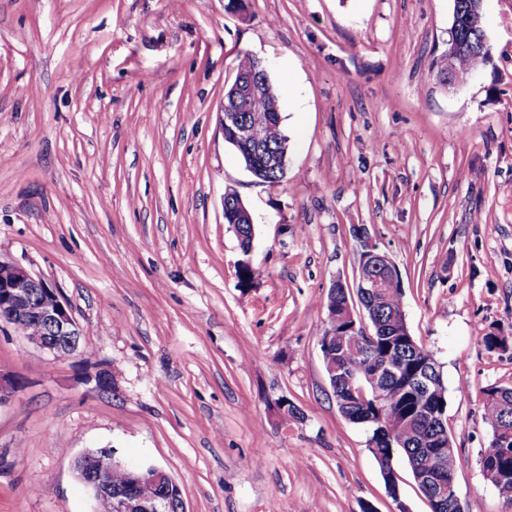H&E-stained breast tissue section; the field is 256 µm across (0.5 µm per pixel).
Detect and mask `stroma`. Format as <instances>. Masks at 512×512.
Returning a JSON list of instances; mask_svg holds the SVG:
<instances>
[{"mask_svg": "<svg viewBox=\"0 0 512 512\" xmlns=\"http://www.w3.org/2000/svg\"><path fill=\"white\" fill-rule=\"evenodd\" d=\"M452 11L0 0V262L55 288L82 331L56 359L0 323V512H95L74 465L98 448L163 469L187 512H394L319 346L359 226L441 367L464 512H512L478 464L484 391L512 387V0H484L493 61L457 91L434 66ZM243 53L279 94L275 187L220 128ZM228 190L253 216L247 256ZM489 332L508 347L487 349ZM282 396L299 417H281Z\"/></svg>", "mask_w": 512, "mask_h": 512, "instance_id": "stroma-1", "label": "stroma"}]
</instances>
